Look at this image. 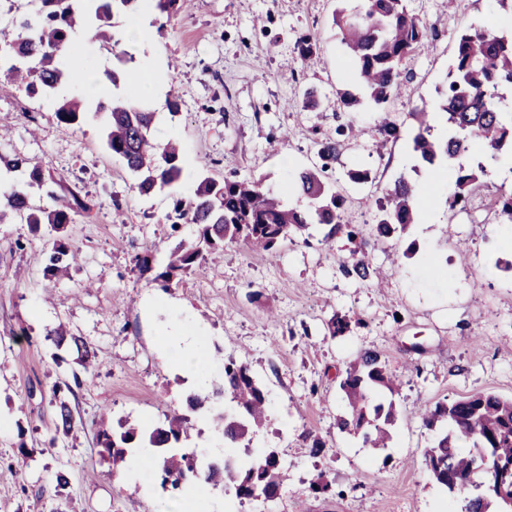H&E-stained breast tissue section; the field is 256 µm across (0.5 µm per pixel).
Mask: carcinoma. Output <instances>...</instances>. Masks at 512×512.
I'll use <instances>...</instances> for the list:
<instances>
[{"instance_id":"cac0c4a2","label":"carcinoma","mask_w":512,"mask_h":512,"mask_svg":"<svg viewBox=\"0 0 512 512\" xmlns=\"http://www.w3.org/2000/svg\"><path fill=\"white\" fill-rule=\"evenodd\" d=\"M141 0H39L34 20H24L15 37L0 36V78L25 85L31 97L56 91L66 78V60L58 56L61 46L76 32L79 24H93L96 37L107 43V28L116 13L136 11ZM159 15H178L188 0H152ZM333 23L348 57L356 67L361 95L345 93L344 105L350 107L368 99L374 106L386 104L398 88L400 65L404 58L427 40L425 26L409 15L403 0H360V6L347 13H335ZM501 84L512 86V32L480 27L461 33L456 55L448 72V88L441 105L448 136L439 140L430 135L429 112L415 108L409 116L416 123L412 137L413 151L433 174L442 173L441 162L453 165L472 149L485 151L497 160L503 149L512 146V102L498 93ZM97 104L96 111L105 109ZM109 126L106 143L112 154L136 176V189L142 195L163 190L182 175V156L177 145L155 143L152 126L155 113L145 101L133 94L114 98L107 107ZM65 127L80 125L85 109L76 99L64 98L54 112ZM381 145L395 141L401 126L387 119L378 128ZM342 142L327 139L319 143V168L303 169L294 174L290 187L308 199L303 209L288 206L260 181H217L203 178L194 196L172 197L167 220L173 229L182 224L195 226L192 240L171 251L166 264L156 267L149 252L136 257L143 274L168 287L176 278L191 272L208 257L224 249L226 243H242L249 249L271 251L278 245L303 236L313 224L331 226L328 236L346 233L348 239L363 238L355 224L341 222L342 195L331 190L322 178L328 163L341 152ZM0 162L13 171L28 173V186H43L42 170L25 158ZM476 175H457L448 195V206H466ZM51 204L35 203L25 189H13L0 195V221L8 215L38 232L46 228L53 236L46 256L45 274L50 279L68 275L77 263L78 253L65 236L73 216L90 211L79 193L69 188L50 191ZM417 188L404 177L395 180L387 203L380 206L375 231L380 237L403 234L423 221L416 205ZM353 267L363 279L379 275L370 268L365 252H352ZM57 348L77 354L89 369L96 361L95 350L80 336L62 329L51 333ZM346 400V412L336 422L342 431L362 433L366 447L380 451L391 439L387 426L394 419L393 407L375 403L382 392L395 394L399 384L389 372L380 353L364 351L351 361L339 382ZM227 396L236 406L235 414L218 413L214 427L224 439L238 443L262 428L267 420V399L247 363L234 357L224 359V383L213 391ZM56 429L68 432L73 415L67 401L55 402ZM187 418L171 415L150 431L127 423L116 433L105 423H98V439L111 465V474L124 470L133 445L159 451L155 476L163 491L172 495L200 473V463L193 453L176 447L186 433ZM423 424L436 432L426 458L433 479L450 492L459 484L479 490L465 498L464 512H512V399L481 390L449 403H439L423 417ZM466 443L469 450H460ZM224 475L235 496L243 500L270 501L280 491L286 475L276 451L253 457L240 465L224 462Z\"/></svg>"}]
</instances>
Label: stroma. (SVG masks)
<instances>
[{
  "label": "stroma",
  "instance_id": "obj_1",
  "mask_svg": "<svg viewBox=\"0 0 512 512\" xmlns=\"http://www.w3.org/2000/svg\"><path fill=\"white\" fill-rule=\"evenodd\" d=\"M444 2L404 0L428 40L403 61L386 107L404 134L382 147L381 113L352 112L340 100L357 86L332 14L356 0H190L165 22L148 12L145 43L125 41L128 19L119 14L114 51L93 39L74 64L119 75L108 99L130 93L126 76L143 61L156 64L165 85L152 103L154 139L180 142L183 172L173 191L185 197L201 177L228 176L262 181L288 205L306 206L288 188L292 172L319 165L317 141L342 137L326 179L345 198L344 223L362 228L371 266L385 273L380 281L346 272L354 243L316 225L268 252L225 245L220 259L159 288L140 276L134 257L148 249L160 263L192 239V225L175 231L166 219L173 191L135 190L134 176L106 146L107 113L65 128L54 118V98L29 97L0 79V124L11 126L0 153L33 159L91 206L67 227L79 264L53 284L43 273L49 237L0 223V460L18 465L16 476L0 478V512H164L170 497L153 471L112 476L97 436L104 413L111 426L130 420L146 430L182 414L188 429L180 448L212 458L273 449L288 470L273 502L239 503L223 480L211 484L207 503L186 501V512H462L463 496L431 476L425 450L435 434L422 416L479 390L512 398V247L497 216L498 198L512 192V159L486 163L471 194L482 203L475 216L449 210L440 187L431 189L427 223L389 238L375 231L398 177L428 187L411 149L409 114L420 106L438 111L456 35L471 26H512L495 0H455L450 9ZM305 35L313 52L304 60L297 44ZM173 95L179 114L172 118ZM356 170L367 172V182L351 180ZM432 266L442 276H429ZM337 315L351 326L334 337L328 323ZM57 327L95 348L93 376L75 353L54 362L46 335ZM175 335L195 340L202 365L193 376L180 369L170 346ZM366 349L379 351L400 381L392 439L376 456L360 435L336 425L346 409L339 376ZM228 356L246 361L267 395L268 421L244 449L225 445L212 424L214 412L234 410L212 395ZM59 382L73 386L68 436L55 427ZM195 393L206 401L191 411L186 398ZM316 436L324 443L317 454ZM58 471L68 477L61 490ZM319 479L331 492L314 490Z\"/></svg>",
  "mask_w": 512,
  "mask_h": 512
}]
</instances>
